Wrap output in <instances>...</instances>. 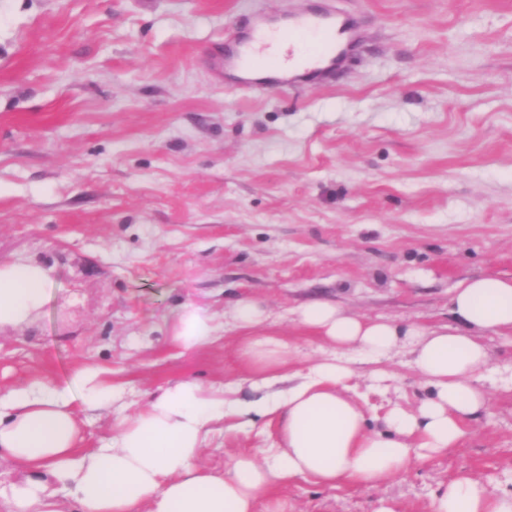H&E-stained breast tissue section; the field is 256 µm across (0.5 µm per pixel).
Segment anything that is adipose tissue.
<instances>
[{
    "label": "adipose tissue",
    "instance_id": "obj_1",
    "mask_svg": "<svg viewBox=\"0 0 512 512\" xmlns=\"http://www.w3.org/2000/svg\"><path fill=\"white\" fill-rule=\"evenodd\" d=\"M50 285L49 268L38 262L0 264V329L34 323ZM449 312L451 324L433 328L365 320L311 302L297 310V321L334 354L307 373L288 375L286 346L264 309L238 301L234 319L248 336L242 353L256 365L248 380L256 399L240 400L235 385L183 381L117 417L108 441L90 451L75 446L77 412L111 410L119 397L97 369L17 387L0 401V464L16 475L0 486V504L5 512H62L66 498L75 512H256L274 487L298 478L326 487L388 480L414 458L456 447L466 423L488 408L483 376L508 372L493 364L480 338L512 335V278L458 282ZM218 330L214 316L187 306L174 338L194 350L213 342ZM401 348L429 394L413 409L392 406L386 431H368L364 409L344 394L355 374L352 358L381 364ZM258 417L278 419L277 446L231 458L223 474L206 473L199 458L212 426L233 418L242 428ZM431 512H512V492L461 476L436 493Z\"/></svg>",
    "mask_w": 512,
    "mask_h": 512
}]
</instances>
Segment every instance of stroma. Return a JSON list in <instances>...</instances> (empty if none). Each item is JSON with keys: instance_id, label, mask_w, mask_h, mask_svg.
<instances>
[{"instance_id": "1", "label": "stroma", "mask_w": 512, "mask_h": 512, "mask_svg": "<svg viewBox=\"0 0 512 512\" xmlns=\"http://www.w3.org/2000/svg\"><path fill=\"white\" fill-rule=\"evenodd\" d=\"M337 5L362 35L333 75L282 93L225 73L226 34L255 16ZM52 270L37 321L0 333V396L94 367L125 414L181 381L241 383L233 302H260L307 370L325 341L295 320L347 314L446 324L464 279L512 278V0H0V263ZM216 342L185 351L175 312ZM346 393L383 425L424 384L398 353ZM445 453L389 481L297 480L288 512H431L462 475L512 491V389ZM277 423L216 425L202 467L277 442ZM219 326L214 316L201 308L185 306L177 317L174 338L185 350H194L213 342Z\"/></svg>"}]
</instances>
